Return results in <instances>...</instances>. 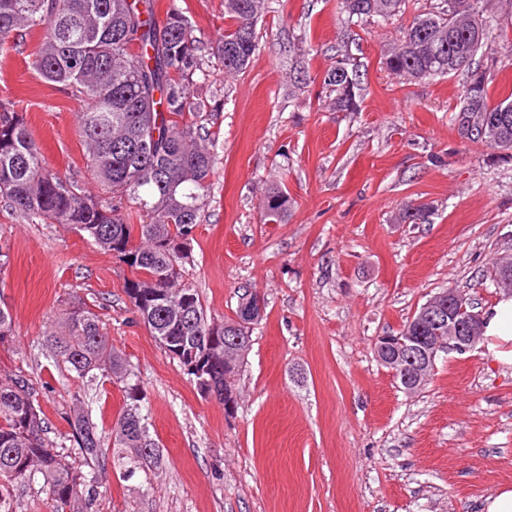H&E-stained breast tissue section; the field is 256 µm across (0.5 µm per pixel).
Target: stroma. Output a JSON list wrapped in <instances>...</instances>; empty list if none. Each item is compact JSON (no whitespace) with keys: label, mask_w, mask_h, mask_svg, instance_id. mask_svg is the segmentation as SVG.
<instances>
[{"label":"stroma","mask_w":512,"mask_h":512,"mask_svg":"<svg viewBox=\"0 0 512 512\" xmlns=\"http://www.w3.org/2000/svg\"><path fill=\"white\" fill-rule=\"evenodd\" d=\"M208 41L224 36V0H178ZM437 0H405L385 23L358 27L351 52L366 95L334 112L320 80L342 47L339 0H264L260 50L225 76L197 74L214 141L209 205L188 277L209 316H232L243 289L264 300L237 382L238 404L198 394L124 292L127 267L72 226L30 219L0 200V307L14 336L0 369L31 379L55 434L76 382L41 353L70 298L99 314L146 396L159 466L126 477L107 465L97 512H482L512 486V367L477 345L439 354L429 382L406 393L375 355L435 293L452 287L488 310L501 294L485 272L512 254V160L462 139L452 116L465 74L414 82L383 55ZM481 59L493 100L512 92V0ZM39 33L0 50V100L23 112L46 166L82 193L105 187L86 167L83 102L33 68ZM288 192L282 223H264L270 186ZM428 206L426 222L399 220ZM118 385L87 406L111 429Z\"/></svg>","instance_id":"obj_1"}]
</instances>
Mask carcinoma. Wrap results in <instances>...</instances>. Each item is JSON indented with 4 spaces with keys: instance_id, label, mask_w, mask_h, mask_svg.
<instances>
[{
    "instance_id": "obj_1",
    "label": "carcinoma",
    "mask_w": 512,
    "mask_h": 512,
    "mask_svg": "<svg viewBox=\"0 0 512 512\" xmlns=\"http://www.w3.org/2000/svg\"><path fill=\"white\" fill-rule=\"evenodd\" d=\"M263 0H224V17L234 28L208 47L195 34L176 0L159 19V0H0V48L22 33L40 31L32 62L48 82L62 84L85 101L79 127L87 168L107 189L105 198L88 197L65 174L44 166L23 113L0 101V196L22 214L68 224L128 266L125 292L152 336L179 365L194 355L209 368L210 396L231 407L224 390L234 388L242 362L228 366L225 351L245 338L239 327L243 302L258 294L244 291L234 316L217 323L192 282L190 241L208 204L214 154L202 133L205 100L191 94L193 77L213 52L233 75L246 69L259 51L255 21ZM346 41L352 27L368 19L387 21L404 0H341ZM493 21L482 0H443V6L414 19L385 55L386 68L403 79L467 75L465 93L453 123L459 136L512 159V93L500 101L489 94L476 56ZM363 77L349 52L336 55L322 74L335 112H356L364 82L350 87L344 73ZM496 137L479 141L468 125ZM135 206L146 218L128 224L122 211ZM264 220L279 223L288 193L270 187L261 200ZM13 336V317L0 307V345ZM43 346L53 365L89 384L98 377L120 386L122 411L103 434L72 395L66 417L72 448L50 438L37 393L24 374L0 373V512L13 510V492L39 481L51 512H95L100 482L94 466L108 459V448L127 450L126 472L134 474L161 459L142 413L145 396L122 355L114 349L98 315L81 299L66 308L62 329ZM76 451L89 470L74 465Z\"/></svg>"
}]
</instances>
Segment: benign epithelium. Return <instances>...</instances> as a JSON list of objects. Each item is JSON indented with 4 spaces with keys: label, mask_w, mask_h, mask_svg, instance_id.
I'll use <instances>...</instances> for the list:
<instances>
[{
    "label": "benign epithelium",
    "mask_w": 512,
    "mask_h": 512,
    "mask_svg": "<svg viewBox=\"0 0 512 512\" xmlns=\"http://www.w3.org/2000/svg\"><path fill=\"white\" fill-rule=\"evenodd\" d=\"M464 296L453 288L430 298L423 306V320L448 329L446 336L383 335L375 346L379 361L389 367L392 374L401 377L406 392L411 393L425 385L436 356L444 349L459 354L475 348L483 339V316L472 313L459 317L464 308Z\"/></svg>",
    "instance_id": "obj_1"
}]
</instances>
